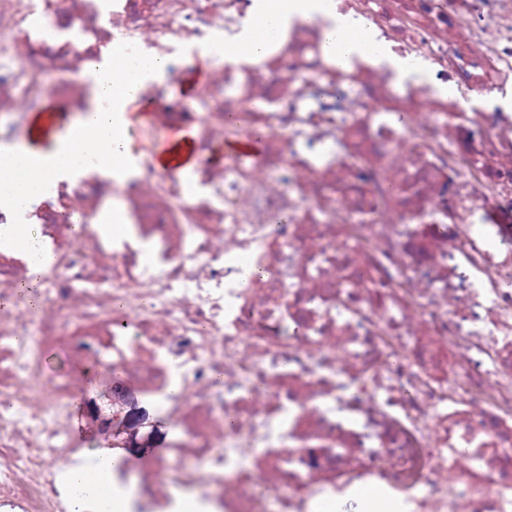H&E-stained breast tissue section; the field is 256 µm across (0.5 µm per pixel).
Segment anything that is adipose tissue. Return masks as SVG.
<instances>
[{
	"label": "adipose tissue",
	"instance_id": "adipose-tissue-1",
	"mask_svg": "<svg viewBox=\"0 0 512 512\" xmlns=\"http://www.w3.org/2000/svg\"><path fill=\"white\" fill-rule=\"evenodd\" d=\"M297 22L319 24L323 52L338 68L364 61L392 70L406 81L425 76L423 62L401 57L383 45L365 20L338 14L332 0H267L258 20L248 21L235 41L199 47L200 68L209 72L219 60L229 65L254 62L267 54L270 40ZM116 66L108 50L87 62L82 72L85 110L64 131L30 132L9 166L0 169L1 202L23 205L60 183L78 182L91 169L119 182L136 174L138 158L128 131L144 118V88L164 82L167 66L159 57L132 60L119 84L114 81Z\"/></svg>",
	"mask_w": 512,
	"mask_h": 512
}]
</instances>
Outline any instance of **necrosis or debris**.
Listing matches in <instances>:
<instances>
[{
	"label": "necrosis or debris",
	"instance_id": "4bbe7bcc",
	"mask_svg": "<svg viewBox=\"0 0 512 512\" xmlns=\"http://www.w3.org/2000/svg\"><path fill=\"white\" fill-rule=\"evenodd\" d=\"M260 2L0 0V164L46 99L83 108L90 51L174 75ZM334 2L427 82L336 69L298 23L215 64L201 103L147 87L152 129L197 133L195 193L145 146L129 181L0 203V512H72L62 474L95 448L127 512H331L365 487L512 512V0ZM232 126L264 133L260 157L213 158ZM109 203L132 237L96 232ZM133 397L167 442L132 464Z\"/></svg>",
	"mask_w": 512,
	"mask_h": 512
}]
</instances>
